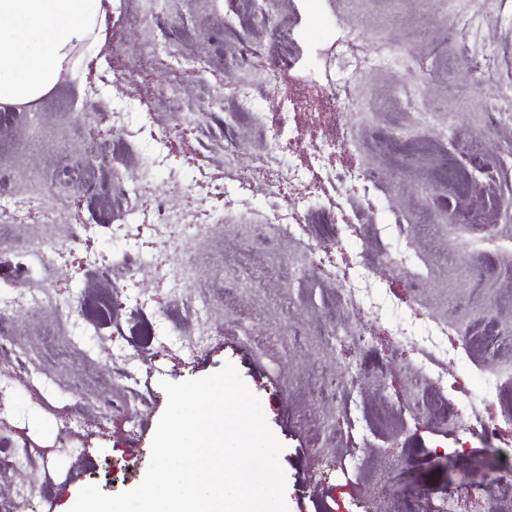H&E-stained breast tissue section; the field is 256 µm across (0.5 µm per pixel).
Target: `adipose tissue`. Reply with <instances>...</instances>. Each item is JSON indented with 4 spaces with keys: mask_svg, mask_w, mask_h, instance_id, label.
Here are the masks:
<instances>
[{
    "mask_svg": "<svg viewBox=\"0 0 512 512\" xmlns=\"http://www.w3.org/2000/svg\"><path fill=\"white\" fill-rule=\"evenodd\" d=\"M105 17L104 0H0V104L42 99Z\"/></svg>",
    "mask_w": 512,
    "mask_h": 512,
    "instance_id": "ef3b65f1",
    "label": "adipose tissue"
}]
</instances>
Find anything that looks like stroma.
I'll return each instance as SVG.
<instances>
[{"label": "stroma", "instance_id": "obj_1", "mask_svg": "<svg viewBox=\"0 0 512 512\" xmlns=\"http://www.w3.org/2000/svg\"><path fill=\"white\" fill-rule=\"evenodd\" d=\"M239 8V0H164L161 23L188 33L175 57L200 66L180 72L153 62L142 74L137 0H112L103 41L39 101L37 129L23 115L0 126V164L16 184L51 179L65 166L91 167L106 179L145 180L184 218L168 238L150 203L124 214L67 185L57 190L60 214L35 209L23 223H0L1 237L28 244L49 232L66 237L73 225L107 226L57 255V307H26L27 285L0 281V303L11 305L19 341L18 353L0 355V445L21 453L20 465L0 474V501L16 503L18 512H69L83 487L109 495L135 488L167 405L161 381L200 379L230 363L283 445L288 512H437L449 497L454 512H512V418L501 403L512 396V211L504 207L512 199V127H490L485 116L486 100L512 80V0H482L481 22L470 29L434 17L428 0H260L264 19L251 28L239 26ZM282 19L293 28V55L278 70L274 34ZM354 27L362 39L351 44L345 35ZM212 35L231 52L252 47L245 72L209 62ZM402 50L418 69L384 65ZM271 69L272 83L257 85ZM231 82L249 88L250 109L265 126L239 129L234 179L215 196L212 182L225 180L224 127L210 95L224 88V108L233 110ZM409 83L421 86L433 128H420L405 102ZM285 96L295 109L284 117ZM148 109L157 126L175 112L193 113L196 126L163 145L142 134L133 157L115 166L114 135L141 126ZM95 112L102 120L89 143L83 119ZM343 122L351 126L344 147L316 155L320 138ZM375 125L431 142L424 164L449 158L467 168L483 156L497 165L475 174L479 191L471 198L444 189L443 205H432L422 164L378 151ZM266 132L279 134L280 162L296 171L275 208L281 214L319 195L314 167L381 173L377 185L337 192L335 236L323 238L318 224H271L277 251L250 246V224L275 210L257 160ZM459 211L474 213L476 223H456ZM124 251L139 255L137 267L97 279L94 267ZM285 261L296 269L287 282ZM478 262L490 277H471ZM180 264L190 269L183 283L161 276V268ZM239 268L240 298L229 308L222 278ZM418 271L424 279L414 289L409 277ZM100 293L111 294V311L86 315L85 302ZM477 319L498 327L500 346L449 358L447 384H433L418 337L442 323L454 345ZM143 322L153 340L124 363ZM359 325L369 336L361 348L336 346L322 333ZM403 328L412 336L404 344ZM493 374L498 400L484 390ZM338 375L349 379L346 395L323 400L315 379ZM102 398L116 408L100 412ZM473 407L498 422L496 437L449 424V415L461 420Z\"/></svg>", "mask_w": 512, "mask_h": 512}]
</instances>
